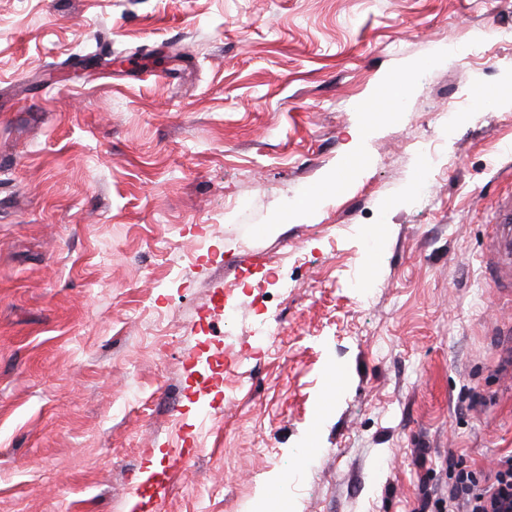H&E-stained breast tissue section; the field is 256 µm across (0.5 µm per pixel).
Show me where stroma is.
Masks as SVG:
<instances>
[{"label":"stroma","instance_id":"stroma-1","mask_svg":"<svg viewBox=\"0 0 512 512\" xmlns=\"http://www.w3.org/2000/svg\"><path fill=\"white\" fill-rule=\"evenodd\" d=\"M504 28L512 0H0V512H422L449 459L493 472L512 107L473 92L512 80Z\"/></svg>","mask_w":512,"mask_h":512}]
</instances>
